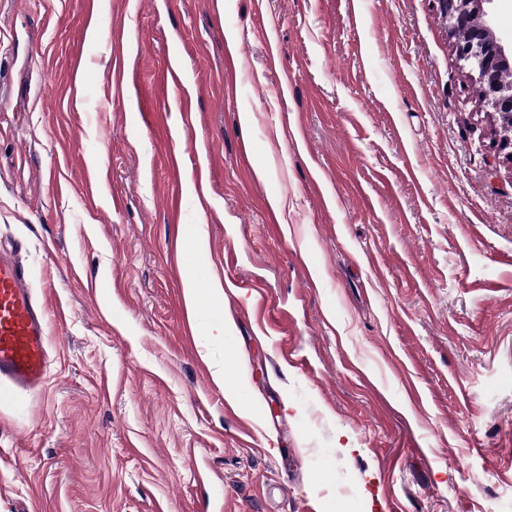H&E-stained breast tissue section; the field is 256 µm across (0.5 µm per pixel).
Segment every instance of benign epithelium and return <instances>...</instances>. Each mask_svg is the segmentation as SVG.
<instances>
[{
  "label": "benign epithelium",
  "instance_id": "7a95c632",
  "mask_svg": "<svg viewBox=\"0 0 512 512\" xmlns=\"http://www.w3.org/2000/svg\"><path fill=\"white\" fill-rule=\"evenodd\" d=\"M440 14L448 21V30L455 38L459 60L477 73L484 104L496 112L507 127H512V82L503 81L512 69L508 50L494 38L487 22H474L473 6L491 0H437Z\"/></svg>",
  "mask_w": 512,
  "mask_h": 512
}]
</instances>
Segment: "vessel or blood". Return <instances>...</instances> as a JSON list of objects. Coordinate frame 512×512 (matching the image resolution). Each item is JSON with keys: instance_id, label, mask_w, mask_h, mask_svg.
<instances>
[{"instance_id": "obj_1", "label": "vessel or blood", "mask_w": 512, "mask_h": 512, "mask_svg": "<svg viewBox=\"0 0 512 512\" xmlns=\"http://www.w3.org/2000/svg\"><path fill=\"white\" fill-rule=\"evenodd\" d=\"M47 304L32 294L24 268L0 247V403L43 386L50 366Z\"/></svg>"}]
</instances>
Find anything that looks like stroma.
<instances>
[{"instance_id": "35a3bbf8", "label": "stroma", "mask_w": 512, "mask_h": 512, "mask_svg": "<svg viewBox=\"0 0 512 512\" xmlns=\"http://www.w3.org/2000/svg\"><path fill=\"white\" fill-rule=\"evenodd\" d=\"M502 136L435 0H0V512H512ZM46 299L34 297L24 268L0 242V403L46 382Z\"/></svg>"}]
</instances>
